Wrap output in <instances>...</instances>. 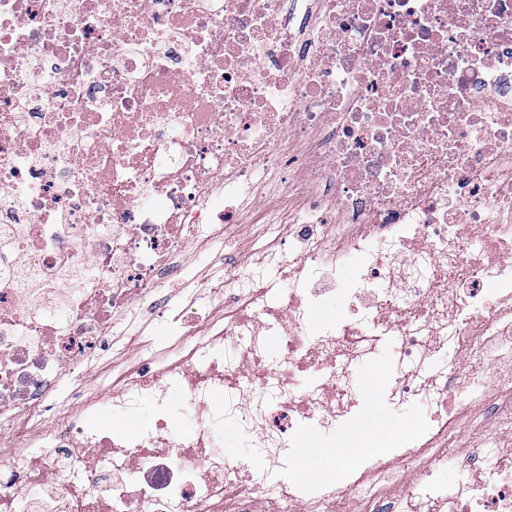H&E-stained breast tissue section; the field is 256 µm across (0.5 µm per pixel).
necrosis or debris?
Wrapping results in <instances>:
<instances>
[{
    "label": "necrosis or debris",
    "mask_w": 512,
    "mask_h": 512,
    "mask_svg": "<svg viewBox=\"0 0 512 512\" xmlns=\"http://www.w3.org/2000/svg\"><path fill=\"white\" fill-rule=\"evenodd\" d=\"M265 222L261 252L301 266L277 290L245 269L154 345L138 320L184 287L192 256ZM352 278H344L346 268ZM344 307L328 324L313 314ZM391 338L390 395L430 399L390 435L406 460L358 478L283 474L217 451L225 407L261 447L334 450L360 360ZM152 363L81 403L112 354ZM498 360L430 375L435 354ZM68 380L75 409L55 407ZM150 428L120 429L137 397ZM481 446L453 448L461 415ZM512 0H0V512H259L268 483L302 512H512ZM464 476L430 485L447 459Z\"/></svg>",
    "instance_id": "1"
}]
</instances>
